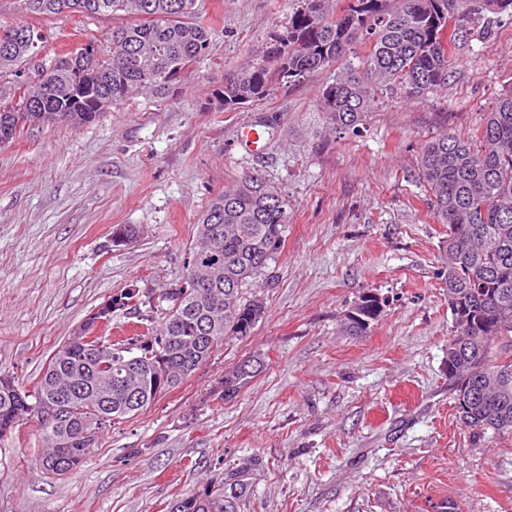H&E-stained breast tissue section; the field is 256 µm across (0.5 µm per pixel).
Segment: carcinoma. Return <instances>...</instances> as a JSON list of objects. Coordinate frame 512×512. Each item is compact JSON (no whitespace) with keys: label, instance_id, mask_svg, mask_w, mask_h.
Here are the masks:
<instances>
[{"label":"carcinoma","instance_id":"1","mask_svg":"<svg viewBox=\"0 0 512 512\" xmlns=\"http://www.w3.org/2000/svg\"><path fill=\"white\" fill-rule=\"evenodd\" d=\"M22 10L40 16L81 13L123 16L112 28L105 57L68 51L45 65L37 58L44 36L29 23L0 26V73H14L13 93L0 95V145L10 143L31 123L83 125L106 107L136 93L161 99L179 89L184 75L209 56L211 29L198 16L197 0H20ZM284 30L274 34L261 58L224 79L213 97L226 110L268 97L283 83L336 67L319 99L334 132L358 131L379 91L398 86L409 99L446 90L457 40L489 16L512 9V0H295ZM366 45L358 55L356 47ZM353 55L358 63L344 62ZM39 70L24 78L26 66ZM417 177L429 193L430 213L447 226L448 257L443 272L453 304V338L471 341L448 358V380L463 405L459 420L481 442L512 433V92L498 98L485 122L465 137L441 131L421 146ZM288 224V199L259 174L214 195L197 222L190 259L215 257L220 274L198 280L186 267L183 281L164 294L168 302L156 334L139 331L117 343L106 338H71L52 357L34 387L26 392L11 378L0 379V435L30 417H41L53 404L59 418L40 422L47 443L42 468L52 474L79 468L95 443L83 431L134 416L162 391L178 386L192 372L184 359L198 364L230 338L252 334L264 314L260 299H243L242 286L262 271L281 247ZM216 230L205 244V226ZM361 324L347 329L367 332L381 312L375 294L361 297ZM115 310L140 315L150 297L126 288L110 298ZM166 387L155 386L158 376ZM252 374L224 373L218 395L235 397ZM62 462L58 471L54 463ZM248 493L246 484L227 496L206 488L177 499L176 512H236L234 501Z\"/></svg>","mask_w":512,"mask_h":512}]
</instances>
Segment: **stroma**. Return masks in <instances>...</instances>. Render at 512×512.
Wrapping results in <instances>:
<instances>
[{"label": "stroma", "instance_id": "stroma-1", "mask_svg": "<svg viewBox=\"0 0 512 512\" xmlns=\"http://www.w3.org/2000/svg\"><path fill=\"white\" fill-rule=\"evenodd\" d=\"M206 60L174 97L145 94L85 125L35 124L0 146V374L32 390L88 315L130 284L154 294L183 277L195 221L215 193L258 173L286 195L290 221L245 287L265 315L176 389L101 431L82 467L40 464L37 419L0 436V512H168L178 496L240 477L237 512H512V434L481 443L448 386L453 323L446 232L416 179L422 143L470 135L512 92V15L459 41L447 90L380 94L359 133L323 131L325 70L224 111L225 77L259 58L292 0H198ZM44 30L50 54L95 42L115 18L26 17L0 0V25ZM261 117L279 124L254 154L237 142ZM140 236L116 244L117 229ZM378 294L367 333L349 334L359 298ZM266 367L228 400L226 370Z\"/></svg>", "mask_w": 512, "mask_h": 512}]
</instances>
